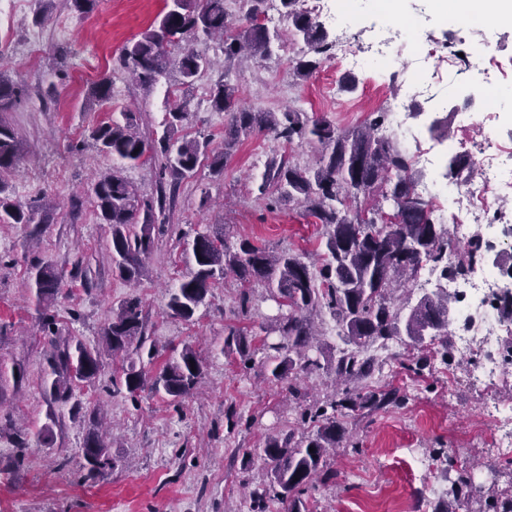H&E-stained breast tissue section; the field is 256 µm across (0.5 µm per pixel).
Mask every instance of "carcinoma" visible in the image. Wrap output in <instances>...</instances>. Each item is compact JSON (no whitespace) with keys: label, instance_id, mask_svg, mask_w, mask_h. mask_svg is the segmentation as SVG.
Here are the masks:
<instances>
[{"label":"carcinoma","instance_id":"carcinoma-1","mask_svg":"<svg viewBox=\"0 0 512 512\" xmlns=\"http://www.w3.org/2000/svg\"><path fill=\"white\" fill-rule=\"evenodd\" d=\"M245 2L243 22L236 23L224 10V0H165L156 24L122 49V67L147 90L154 89L160 78L175 68L181 84L190 88L210 69L211 60L185 45L188 37L197 41L220 38L226 73L243 58L268 59L281 36L270 34L260 23L267 0ZM298 2L280 0L286 18L307 46L292 66L293 76L303 80L326 58L330 41L324 27L297 8ZM23 95V86L0 72V114L15 111ZM111 97L110 78L102 77L91 85L90 101L104 104ZM210 104L214 111L228 115L222 152L210 149L208 138L176 135L178 125L190 112L186 98L166 112L164 133L153 145L129 113L123 123L112 121L92 128L89 139L101 154L134 165L161 162L157 203L141 197L118 169L97 178L92 187L93 203L102 223L112 229V265L125 280L139 281L147 274L144 259L154 247V231L164 228L154 208L164 211L167 198L174 197L180 182L201 160H209L212 173L221 175L241 138L260 133L320 148L313 170L284 156L271 158L259 187L262 196L272 189L278 198L296 201L322 225L326 251L321 254L319 271L286 250L274 251L248 239L232 248L220 231L198 232L188 243L197 270L179 283L168 301V308L188 321L205 304L215 283L231 275L242 287L240 310L246 314L251 308L250 288H265L278 305V313L261 327L266 335L279 336L276 343H263L265 365L275 381L284 380L293 370L312 373L323 369L314 317L325 311L336 322L338 336L345 343L328 366L336 376V394L325 401L309 402L300 389L288 385V393L300 408V422L315 423L317 429L299 438L291 431L268 437L261 448L268 483L250 492L253 512H265L274 499H288L291 512H301L302 496L316 477L325 483L336 477L324 468L323 457L327 449L346 440L348 412L371 413L404 402L396 388H351L374 370L373 358L366 355L368 348L404 335L418 344L428 337L434 353L448 359V290L424 294L413 306L401 300L397 292L418 278L425 261L443 263L446 274H464L475 249L467 248L457 260L448 262V230L434 219L431 201L416 193L417 171L409 152L398 140L381 133L384 115L342 133L329 119L310 120L294 109L274 112L242 108L237 105L236 88L226 79L211 89ZM20 159L21 140L0 117V224H41L43 219L35 210L6 195L8 177ZM474 169L468 154H457L449 159L446 178L457 181L463 172ZM388 202L393 208L391 214L385 211ZM28 287L42 303L54 299L61 281L52 265L36 264L28 273ZM254 340L247 330L231 329L224 338V349L248 360ZM102 344L114 356L124 354L125 365L112 374V392L124 391L136 397L146 383V373L136 368V359L145 355L151 364L159 356L155 342L146 335L138 298H129L112 311ZM45 360L44 395L58 406L69 402L75 387L94 383L103 367L100 346L91 347L74 337L62 343L52 339ZM201 378L198 352L185 345L154 378L152 388L177 400L195 389ZM9 429L10 421L0 420V440H9L13 466L18 470L29 461L28 432L11 433ZM76 466L84 479H95L116 467L109 443L97 430L88 431ZM476 492L486 498L492 512H512V487L487 491L478 486Z\"/></svg>","mask_w":512,"mask_h":512}]
</instances>
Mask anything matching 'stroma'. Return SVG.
I'll use <instances>...</instances> for the list:
<instances>
[{"label": "stroma", "mask_w": 512, "mask_h": 512, "mask_svg": "<svg viewBox=\"0 0 512 512\" xmlns=\"http://www.w3.org/2000/svg\"><path fill=\"white\" fill-rule=\"evenodd\" d=\"M40 6V0H19L11 12L0 15V70L27 88L17 110L4 115L22 141V159L9 191L42 218L38 224H0V369L11 370L17 363L25 369L23 382L8 387L0 413L33 432L49 423L40 382L50 344L27 288L28 271L37 262L51 264L65 276L61 293L48 308L58 336L98 344L113 307L136 296L142 301L147 335L161 347L192 345L203 359V376L195 390L178 400L149 387L133 400L113 394L112 371L104 369L95 389H82L77 397L93 401L104 415L118 467L86 482L61 469L62 457L81 448L92 408L65 414L52 425V447H33L31 462L20 475L11 471L8 443L0 442V512H251L249 492L266 479L263 440L291 430L300 434L305 427L287 383L271 380L263 352L245 363L221 346L228 327L258 331L276 314L277 305L265 289L257 288L249 314L241 315L240 290L230 278L211 289L191 320L174 316L167 303L181 277L195 269L183 252L184 241L219 225L234 245L248 239L312 258L322 253L325 238L313 217L293 202L266 209L258 192L271 157L282 154L311 167L318 149L258 134L238 145L222 175L201 163L182 181L169 228L156 235L145 259L148 274L134 287L112 270L111 227L98 218L92 184L118 168L142 196L152 198L157 171L149 164L131 166L100 154L86 140L100 122L122 120L127 112L134 113L145 138H158L174 94L184 92L191 112L180 135L205 134L222 147L227 116L212 110L210 91L225 73L244 106L323 115L343 131L384 108L397 94V83L388 71H361L357 90L346 93L340 88L344 68L329 61L299 84L277 78L291 48L303 43L286 36L289 23L282 16L274 29L284 39L266 62L244 61L228 72L221 43L198 41L195 49L214 60V68L187 90L178 73L170 72L149 92L119 66L118 58L155 20L164 0H94L85 14L69 0H53L45 17ZM423 26L441 28L449 49L465 57L488 41L500 60L512 59V21L472 28L464 40L453 26H439L436 20ZM34 39L40 45L33 56L29 45ZM104 76L112 81L111 100L90 103V86ZM417 351L408 340L369 347L377 368L365 386L397 388L406 402L349 416V432L359 448L340 447L328 455L326 466L336 477L305 495L308 512H416L417 491L450 487L464 469L474 471L478 484L505 486L508 477L500 473L483 440L484 392L464 384L448 387L447 371L464 373L466 359L452 347L447 357L431 356L422 374L402 370L401 361ZM410 446L424 457L435 449L450 450L454 464L420 469L405 453Z\"/></svg>", "instance_id": "35a3bbf8"}]
</instances>
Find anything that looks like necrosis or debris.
<instances>
[{
	"instance_id": "necrosis-or-debris-1",
	"label": "necrosis or debris",
	"mask_w": 512,
	"mask_h": 512,
	"mask_svg": "<svg viewBox=\"0 0 512 512\" xmlns=\"http://www.w3.org/2000/svg\"><path fill=\"white\" fill-rule=\"evenodd\" d=\"M387 2L371 0L374 20L383 22L379 29L361 23L357 14L340 6L339 0H314L313 8L328 14L335 29L329 58L351 69L382 63L403 84L404 94L393 97L387 106L392 114L387 133L407 142L415 165L429 170V179L420 182L417 189L433 201L438 223H453L451 248L467 246L476 239L482 243V257L467 274L447 278L441 266L428 263L422 268L419 285L447 289L455 300L456 316L451 322L454 345L459 352L475 356L462 377L487 396L483 408L485 444L493 457L512 459V407L496 398L507 377L499 343L502 337L512 335V319L500 313V298L512 290V280H505L497 261L501 246L512 247V211L500 204L502 198L512 197V146L499 143L502 129L512 127V114L497 107L491 95L492 74H505L506 69L491 48H484L478 75L465 87L483 101L484 107L479 112L456 115L460 129L480 133L471 153L480 172L479 181L444 179L442 162L455 153L456 143L441 141L422 148L421 129L410 125L404 114L408 99L453 81L454 63L448 58L446 43L434 33H422L417 14L403 11L390 17Z\"/></svg>"
}]
</instances>
